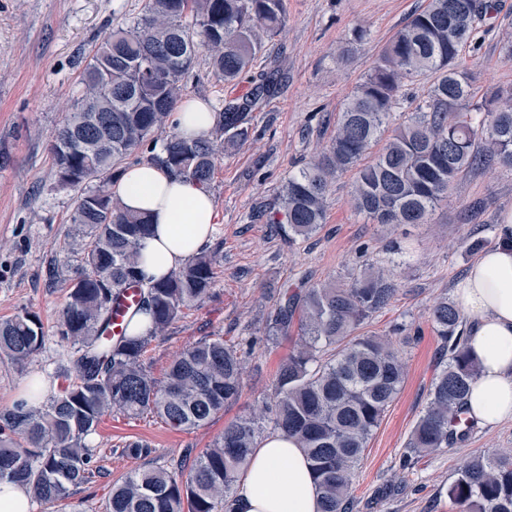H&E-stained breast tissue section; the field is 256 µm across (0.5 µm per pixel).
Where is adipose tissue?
<instances>
[{
    "instance_id": "obj_1",
    "label": "adipose tissue",
    "mask_w": 512,
    "mask_h": 512,
    "mask_svg": "<svg viewBox=\"0 0 512 512\" xmlns=\"http://www.w3.org/2000/svg\"><path fill=\"white\" fill-rule=\"evenodd\" d=\"M179 135L208 137L219 116L210 104L184 100L175 115ZM112 193L145 215L152 234L143 245L142 269L159 280L182 267L211 240L215 202L204 186L154 164L122 169ZM500 241L479 253L454 290L470 323L467 343L481 364L467 399L476 424L512 418V219ZM236 512H321L316 483L303 448L280 434L266 437L249 457L236 486Z\"/></svg>"
}]
</instances>
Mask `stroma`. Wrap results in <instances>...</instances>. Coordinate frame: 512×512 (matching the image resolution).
<instances>
[{"label":"stroma","instance_id":"35a3bbf8","mask_svg":"<svg viewBox=\"0 0 512 512\" xmlns=\"http://www.w3.org/2000/svg\"><path fill=\"white\" fill-rule=\"evenodd\" d=\"M282 30L266 40L256 66L239 84L227 85L199 55L186 95L222 112L227 99L246 95L261 74L279 85L251 114L252 137L225 150L209 191L215 200L214 232L206 249L217 273L211 294L185 310L154 339L146 371L162 380L171 360L206 336L244 349L243 391L210 422L191 432L147 416L120 411L103 417L87 440L97 463L67 504L33 503L31 512H105L113 483L138 468L160 466L200 453L237 417L260 411L273 392L280 362L297 333L279 343L265 339L268 316L285 287L342 286L365 266L394 274L389 306L362 327L398 343L405 368L401 392L373 432L352 485V512H457L448 488L473 458L512 451V419L473 427L462 441L406 460V444L424 411L432 382L446 360L431 311L452 299L479 249L494 245L499 224L512 216V170L498 165L456 180L427 224H375L351 205L352 175L335 179L326 200V222L305 241L278 229L277 197L289 174L318 155L336 133L340 113L393 35L427 0H286ZM477 23L479 42L468 44L459 64L480 91L512 83V0ZM146 0H0V318L36 312L48 340L24 365L0 358V410L34 379L44 395L58 391L56 373L71 352L56 335L64 286L49 287L47 271L64 262L62 246L74 235L71 218L82 188L56 182L49 150L55 130L80 95V73L89 56L118 25L142 15ZM367 41L347 61L338 53L354 26ZM148 442L146 458L127 456V441Z\"/></svg>","mask_w":512,"mask_h":512}]
</instances>
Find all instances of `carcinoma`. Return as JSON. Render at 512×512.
<instances>
[{
	"label": "carcinoma",
	"instance_id": "cac0c4a2",
	"mask_svg": "<svg viewBox=\"0 0 512 512\" xmlns=\"http://www.w3.org/2000/svg\"><path fill=\"white\" fill-rule=\"evenodd\" d=\"M490 9L487 0H429L396 32L349 97L331 143L282 187L288 232L302 239L317 232L331 181L347 172L358 213L377 224H426L464 172L492 163L512 169V85L480 96L475 76L457 64L475 18ZM284 22V0H147L140 17L112 29L94 50L77 104L50 145L57 184H94L72 217L77 236L62 246L77 264L61 278L67 291L57 335L75 351L61 369L65 384L57 393L40 403L35 384V405L0 411V482L26 486L34 501L63 503L93 470L86 438L106 413L152 415L190 431L239 398L242 358L219 336L186 348L163 380L147 373L153 338L210 294L213 261L203 251L167 278L146 280L141 250L152 225L125 210L109 185L133 158L208 186L224 148L252 136L250 113L278 82L266 76L249 95L225 102L210 137L182 139L173 114L198 54L208 53L211 73L235 85L252 70L262 36ZM366 36V28H355L339 59H349ZM416 77L430 82L427 99L386 134L404 83ZM127 286L139 288L136 311L151 318L142 336L109 334L112 303ZM395 293L392 274L371 270L347 286L282 289L266 339L288 336L295 324L301 337L275 373L264 412L227 424L190 464L180 459L129 474L112 488L106 512H234V488L267 429L304 449L321 512H351L352 482L367 443L405 382L398 350L358 330ZM432 322L448 363L411 431V454L446 448L470 432L462 415L479 367L463 320L444 299ZM46 340L35 312L0 319V356L14 364L25 363ZM449 497L460 512H512V453L473 458Z\"/></svg>",
	"mask_w": 512,
	"mask_h": 512
}]
</instances>
